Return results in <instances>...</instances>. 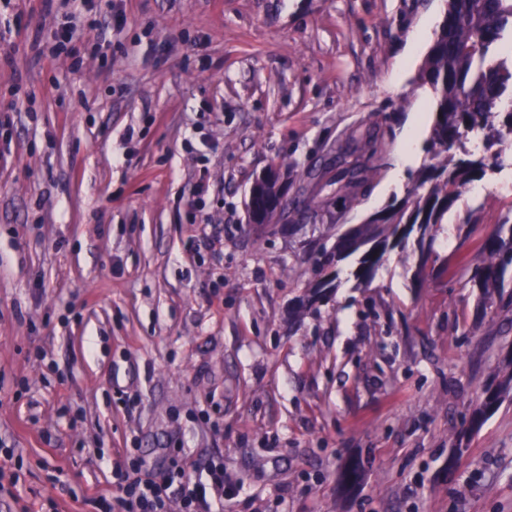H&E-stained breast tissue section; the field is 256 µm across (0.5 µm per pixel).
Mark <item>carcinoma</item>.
Wrapping results in <instances>:
<instances>
[{
	"label": "carcinoma",
	"mask_w": 512,
	"mask_h": 512,
	"mask_svg": "<svg viewBox=\"0 0 512 512\" xmlns=\"http://www.w3.org/2000/svg\"><path fill=\"white\" fill-rule=\"evenodd\" d=\"M418 82L433 92L434 119L425 140L424 160L400 197H393L365 223L336 232L333 245L317 253L318 279L307 289V306L327 301L338 287V263L359 255L355 278L370 287L390 252L412 245L421 283L448 273L452 261L470 268V282L487 309L502 301L512 274V224H496L477 252L462 248L473 225H458L459 244L439 258L435 246L448 223V210L475 181L504 166L505 140L512 136V0H447V11L420 69ZM383 167L376 133L368 129L337 148L336 167L315 169L300 177L307 188L268 202L259 209L277 212L279 224H322L328 197L342 193L355 199ZM512 394V356L499 366L469 414L470 428L481 425L503 398Z\"/></svg>",
	"instance_id": "obj_1"
}]
</instances>
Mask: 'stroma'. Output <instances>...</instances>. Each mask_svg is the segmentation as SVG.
Listing matches in <instances>:
<instances>
[{
    "label": "stroma",
    "mask_w": 512,
    "mask_h": 512,
    "mask_svg": "<svg viewBox=\"0 0 512 512\" xmlns=\"http://www.w3.org/2000/svg\"><path fill=\"white\" fill-rule=\"evenodd\" d=\"M112 2L98 50L66 10L0 0V512H98L114 461L176 455L223 466L228 512H512V396L467 428L512 305L485 315L466 263L422 285L394 252L301 310L326 225L247 213L272 163L328 166L369 127L385 171L332 210L352 226L402 195L386 172L433 97L409 39L445 0ZM481 187L448 213L476 220L469 255L512 216Z\"/></svg>",
    "instance_id": "obj_1"
}]
</instances>
